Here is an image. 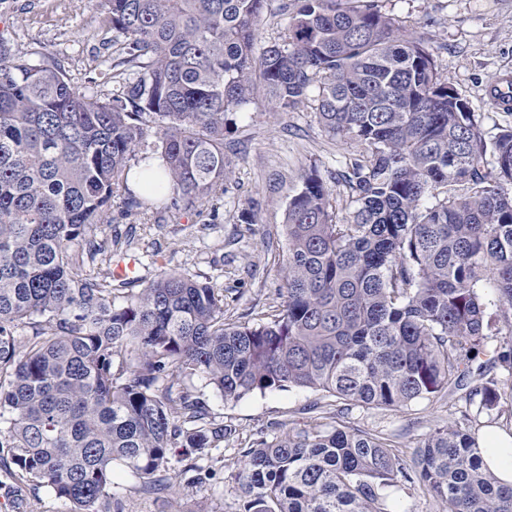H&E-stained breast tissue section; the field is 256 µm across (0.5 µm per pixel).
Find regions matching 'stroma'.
I'll use <instances>...</instances> for the list:
<instances>
[{
    "mask_svg": "<svg viewBox=\"0 0 512 512\" xmlns=\"http://www.w3.org/2000/svg\"><path fill=\"white\" fill-rule=\"evenodd\" d=\"M406 34L425 37L437 47L436 64L443 80L454 86L480 115L486 133L512 125V111L500 110L486 95L494 79L512 73V0H384ZM91 0H0V37L24 53L47 52L57 58L77 88H84L102 59L111 57L112 35L101 29ZM226 139L232 171L218 201V213L191 212L156 220L144 215L115 217L98 227L101 238L114 235L128 241L140 257L139 275L162 271L198 274L224 288L227 321L253 324L269 307L282 303L278 293L281 269L288 256L285 209L300 176L316 167L337 208L349 202L336 172L358 153L357 144L326 135L310 105L273 115L258 100L233 116ZM251 222H244L243 213ZM187 387L216 420L235 433L212 449L213 474L193 490L214 512H240L242 502L233 476L241 467V447L267 440L313 420L317 395L289 388L255 392L236 401L202 377L187 379ZM464 390L450 388L434 402L410 410L357 408L351 425L392 436L405 455H412L422 435L460 419ZM112 482L123 492L126 512H175L170 496L134 492V478L116 469Z\"/></svg>",
    "mask_w": 512,
    "mask_h": 512,
    "instance_id": "1",
    "label": "stroma"
}]
</instances>
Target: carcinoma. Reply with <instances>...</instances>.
Here are the masks:
<instances>
[{
	"label": "carcinoma",
	"mask_w": 512,
	"mask_h": 512,
	"mask_svg": "<svg viewBox=\"0 0 512 512\" xmlns=\"http://www.w3.org/2000/svg\"><path fill=\"white\" fill-rule=\"evenodd\" d=\"M266 5L98 0L126 69L105 64L82 90L0 38V455L14 484L67 512H124L117 467L139 493L174 490L178 447L181 473L202 482L197 460L232 430L192 391L173 395L184 378L228 401L309 389L346 411H403L466 382L477 417L512 403L491 373H512V126L487 135L439 78L436 48L380 0H296L282 39L258 52ZM260 95L276 114L314 102L330 137L361 146L338 173L345 215L313 167L288 196L282 308L236 324L205 278L114 276L97 233L113 205L216 210L230 115ZM152 159L162 170L134 190L129 173ZM313 408L321 420L242 449V512H388L391 487L451 512H512L469 413L407 457Z\"/></svg>",
	"instance_id": "1"
}]
</instances>
